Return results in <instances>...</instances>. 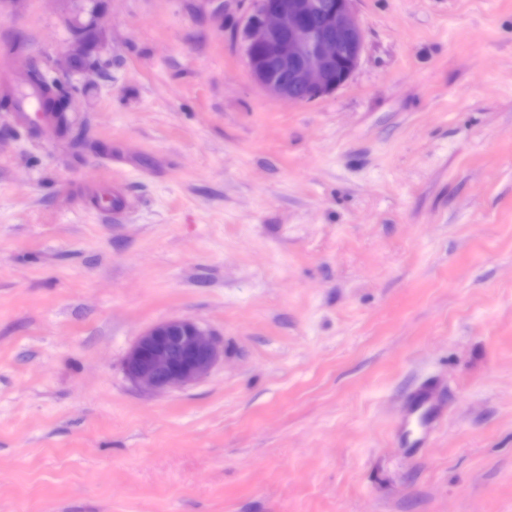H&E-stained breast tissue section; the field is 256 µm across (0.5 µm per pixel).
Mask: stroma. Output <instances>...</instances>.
<instances>
[{
  "mask_svg": "<svg viewBox=\"0 0 512 512\" xmlns=\"http://www.w3.org/2000/svg\"><path fill=\"white\" fill-rule=\"evenodd\" d=\"M99 2L0 0V98L38 69L69 119L0 105V512H512V0H355L299 104L251 0ZM178 317L224 359L147 395ZM56 112H63L62 110H55L54 112H37L32 116L30 112H15V119L24 124H37L41 130L57 131L56 123L59 122V117ZM224 346L201 323L170 319L145 330L127 352L126 376L149 395L169 393L206 378Z\"/></svg>",
  "mask_w": 512,
  "mask_h": 512,
  "instance_id": "35a3bbf8",
  "label": "stroma"
}]
</instances>
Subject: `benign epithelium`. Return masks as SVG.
I'll use <instances>...</instances> for the list:
<instances>
[{"label": "benign epithelium", "mask_w": 512, "mask_h": 512, "mask_svg": "<svg viewBox=\"0 0 512 512\" xmlns=\"http://www.w3.org/2000/svg\"><path fill=\"white\" fill-rule=\"evenodd\" d=\"M354 0H252L243 51L254 81L270 96L294 103L334 93L356 69L364 35ZM224 346L201 323L170 319L145 330L127 352L126 376L149 395L206 378Z\"/></svg>", "instance_id": "obj_1"}]
</instances>
